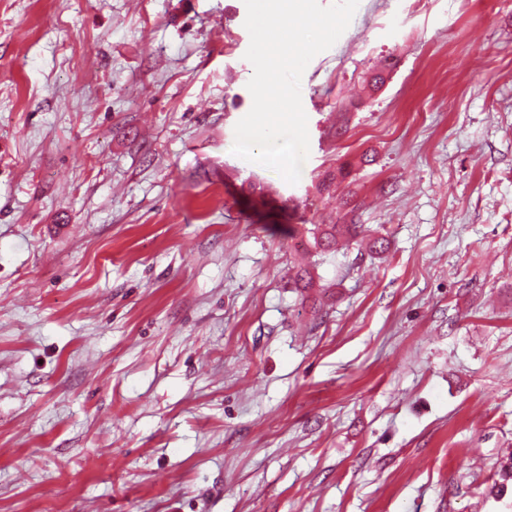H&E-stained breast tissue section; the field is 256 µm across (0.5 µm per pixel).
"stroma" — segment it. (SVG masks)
Instances as JSON below:
<instances>
[{
	"instance_id": "1",
	"label": "stroma",
	"mask_w": 512,
	"mask_h": 512,
	"mask_svg": "<svg viewBox=\"0 0 512 512\" xmlns=\"http://www.w3.org/2000/svg\"><path fill=\"white\" fill-rule=\"evenodd\" d=\"M246 16L0 0V512H512V0H360L294 185ZM361 224H316L310 233L313 237V247L321 251L338 245L340 239H356L363 233Z\"/></svg>"
}]
</instances>
